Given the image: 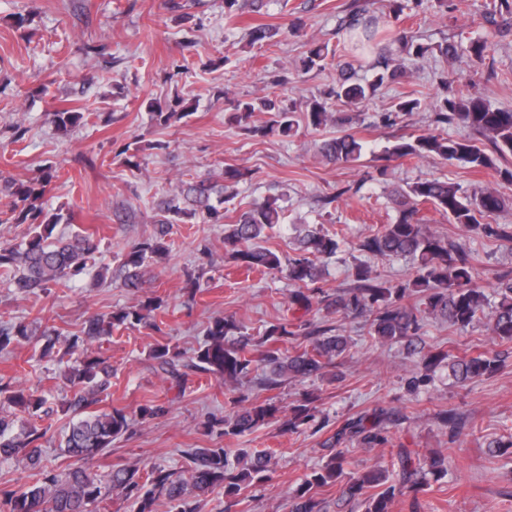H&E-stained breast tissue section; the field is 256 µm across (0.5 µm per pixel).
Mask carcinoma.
<instances>
[{"mask_svg": "<svg viewBox=\"0 0 512 512\" xmlns=\"http://www.w3.org/2000/svg\"><path fill=\"white\" fill-rule=\"evenodd\" d=\"M512 14V0H490L486 4V21L500 32L508 26L507 19L496 15ZM280 29L266 24H255L248 29L252 46L271 42ZM392 42L416 61H424L433 53L431 47L417 41L404 28H395ZM492 43L486 38L456 34V39L438 45L440 55L451 60L463 50L483 60L491 51ZM335 50L326 44L308 45L301 60V71L325 68L328 56ZM382 69L373 79L361 82L355 78L351 65L340 69L336 85L322 97L306 105L304 120L314 129L332 124L341 134L321 143L320 152L329 162L340 166H353L363 158L366 148L362 140L346 132L353 122L351 113L373 97L384 85L408 78V73L393 58L389 47H384ZM155 124L170 127L190 116L180 103L167 107L147 101ZM421 99L405 95L393 102L395 112H415ZM436 110L441 123H460L472 130L477 138L458 139L440 134H420L416 137L398 136L382 151L373 154L376 161L400 159H441L458 161L473 172L494 171L501 180L512 183V169H502L497 158L512 154V109L491 106L472 82L467 88L437 101ZM232 119L244 131L253 135L278 134L292 137L299 122L295 109L285 106L274 96L263 95L232 102ZM256 112L271 114L270 124L250 125ZM59 131L68 132L79 126L84 113L68 109L54 112ZM490 143L494 153L487 152L484 143ZM138 142L126 144L119 154L126 167L138 172L141 168ZM246 173L234 166H226L217 173L198 176L187 181L180 179L170 194L157 204L163 225L160 236L146 238L133 244L122 255L115 268L102 267L100 278L111 274L114 282L124 288L143 287L142 268L164 258L169 247L162 241L170 224H186L200 219L204 224H222L225 220L224 203L237 197L234 186ZM53 178L52 169L27 181H4V188L12 197L9 215L1 224H26L29 232L19 244L0 243V276L11 277L16 288L24 292L46 291L53 286L65 287L86 269L98 252V244L89 236L75 232L68 238L53 240L59 224L72 223L73 214L46 210L43 202L46 187ZM395 219L371 232L360 243V250L375 256L409 258L415 262L412 279L393 286L364 264L356 267L355 285L331 297L318 296L316 284L322 269L318 260L331 257L339 249V240L321 233L308 225L299 229L296 253L287 260L261 245L266 232L284 223V209L276 199L253 200L240 210L237 219L227 225L224 244L238 268L253 271H283L294 285L289 291V308L309 311L313 299L325 308L350 312L365 319L367 334L373 340L399 341L419 336L425 319L440 320L452 327L466 329L485 319L491 332L503 342H512V272L499 277L492 294L477 283L469 255L448 241V238L430 229L421 216V206L430 205L435 211L448 216L455 224L472 231L499 238L511 239L507 227H494L482 223L491 219L506 206V199L495 188L486 187L472 193L460 184L440 178L424 179L407 185L393 199ZM420 295L421 306H408L403 299L411 294ZM163 299L149 296L141 304L113 311L93 314L83 323L80 333L63 336L56 329H44L42 355L50 357L56 345L63 342L75 349L91 342H104L112 338L115 330L135 329L147 323L149 313L161 308ZM293 322H277L265 327V349L258 350L251 339L240 331L231 317L214 319L208 326L207 339L195 356L193 368L224 381L237 382L251 373L262 370L263 383L268 390L281 385L284 378L319 379L326 368L344 357L348 341L328 329L317 327L306 331L309 344L297 349L288 348V339L297 335ZM29 336V325L20 321L8 328L0 327V351L18 344ZM156 371L180 386L186 374L180 371L179 355L158 343L151 350ZM504 359L498 354L464 353L448 360V372L461 385L497 372ZM71 396L63 397L61 411L71 415L67 431L59 444L61 454L70 460L55 468L43 464L42 447L49 427L39 424L43 417L54 412L48 399L34 391L10 390V384L0 382V396L27 418L17 421L0 416V463L22 458L36 470V482L23 491L0 490V512H97L100 503L120 491L132 502L135 512H155L158 501L169 506V512H196V506L187 496L188 487L209 490L224 487V495L238 496L250 486L267 479L274 454L258 451L254 454L238 450L235 457L224 447L192 448L188 452L192 469L189 478L162 468L154 467L142 476L135 468L113 467L99 478L80 466L86 459L104 452L112 441L127 432L129 418L118 408L110 411L98 409L104 394L111 387L112 368L101 355H87L64 372ZM315 408L310 399L293 406L284 425L295 430L314 421ZM279 408L272 402L251 403L240 407L234 414L215 420L224 426V435L250 434L277 418ZM356 440L368 448L380 441L377 424H367L360 417L347 424L342 432L333 436L331 453L325 464L293 495L289 512H324L323 501L315 489L345 482L344 493L362 504L364 512H391L395 495L416 493L429 483L428 477L438 479L447 471V458L441 454L416 460L415 453L406 449L398 456L399 469L373 468L361 473L344 470L342 449L336 447L344 439Z\"/></svg>", "mask_w": 512, "mask_h": 512, "instance_id": "cac0c4a2", "label": "carcinoma"}]
</instances>
